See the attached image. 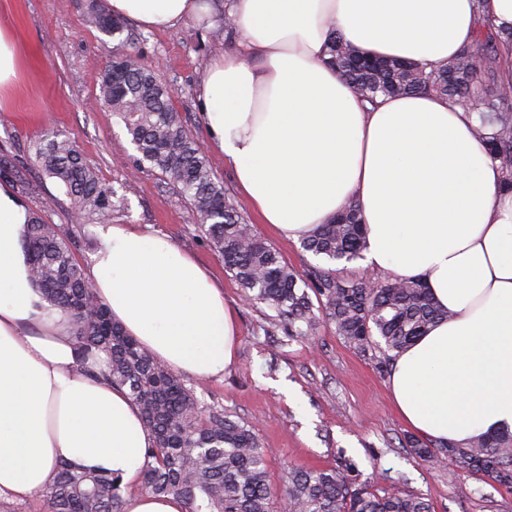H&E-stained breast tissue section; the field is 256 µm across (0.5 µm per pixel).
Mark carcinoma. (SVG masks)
Masks as SVG:
<instances>
[{"label":"carcinoma","instance_id":"cac0c4a2","mask_svg":"<svg viewBox=\"0 0 512 512\" xmlns=\"http://www.w3.org/2000/svg\"><path fill=\"white\" fill-rule=\"evenodd\" d=\"M87 23L108 37H120L125 21L91 5ZM512 45V33L490 28L477 32L472 44L444 65L360 57L342 37L330 45L331 64L356 94L371 103L379 96L429 92L460 100L474 88L477 72L468 66L478 54L491 72ZM99 101L124 123L134 145V160L157 169L187 198L197 227L224 259V267L244 295L265 304L275 327L288 336H313L322 322L357 350H379V371L388 370L398 354L435 324L448 317L419 278L392 279L384 274L345 278L334 268L361 257L366 227L349 203L336 218L302 240L304 250L328 266L299 271L285 264L258 236L215 180L202 146L185 128L166 85L137 55L118 52L101 71ZM509 98L472 97L479 130L490 157L504 172L503 187L512 190V112ZM35 161L70 201L80 220L106 219L125 197L104 183L82 151L59 130L45 132L35 144ZM0 179L23 184L9 155H0ZM25 248L31 277L46 301L72 320L75 346L83 359L108 354L101 376L128 390L153 438L136 489L154 496L174 495L186 512H274L276 501L288 512H432L426 498L404 492L383 495L356 484L348 469L288 471L284 488H274L265 453L252 427L231 418L224 406L205 400L174 370L146 352L112 320L84 276L74 254L72 229L33 213L26 225ZM413 454L429 464L452 461L498 485L512 488V437L480 436L465 446L409 440ZM130 486L110 473L58 467L55 480L36 495L37 512H122Z\"/></svg>","mask_w":512,"mask_h":512}]
</instances>
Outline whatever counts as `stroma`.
<instances>
[{"label":"stroma","instance_id":"1","mask_svg":"<svg viewBox=\"0 0 512 512\" xmlns=\"http://www.w3.org/2000/svg\"><path fill=\"white\" fill-rule=\"evenodd\" d=\"M90 0H0V24L8 25L21 48L17 83L0 93V152L13 156L28 189L18 197L30 211L43 198L59 195L56 183L38 167L33 146L47 128L66 133L106 184L130 187L128 201L107 223L74 222L69 206L51 212L56 224L72 226L74 253L87 263L107 224L152 232L195 257L224 289L234 310L240 343L223 375L204 381L206 401H217L234 418L251 425L265 452L268 475L282 486L289 466L335 468L347 461L357 482L378 492L401 491L428 499L434 512H512V489L452 463L431 465L410 451L412 430L388 394V376L377 368L378 351L360 352L323 323L317 336L289 338L272 327L269 308L245 299L195 227L189 202L159 171L137 164L123 123L99 103V73L119 46L139 55L173 91V105L202 147L216 181L234 189L232 171L210 151L208 128L197 99V79L225 46L208 27L148 31L127 20V43L111 39L86 21ZM235 202L258 236L275 247L283 262L302 270L319 257L273 232L243 197Z\"/></svg>","mask_w":512,"mask_h":512}]
</instances>
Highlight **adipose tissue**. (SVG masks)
I'll return each mask as SVG.
<instances>
[{"mask_svg":"<svg viewBox=\"0 0 512 512\" xmlns=\"http://www.w3.org/2000/svg\"><path fill=\"white\" fill-rule=\"evenodd\" d=\"M149 30L218 24L233 52L203 71L211 146L260 223L299 241L356 201L366 263L418 277L447 311L399 353L388 384L403 421L435 442L512 434V192L469 108L429 93L361 102L331 66L341 35L361 53L444 63L481 24L512 32V0H107ZM29 210L0 184V496L25 499L59 464L136 483L152 437L125 390L93 378L72 322L29 272ZM88 278L141 346L213 377L236 359L237 322L194 258L124 224L101 235Z\"/></svg>","mask_w":512,"mask_h":512,"instance_id":"adipose-tissue-1","label":"adipose tissue"}]
</instances>
